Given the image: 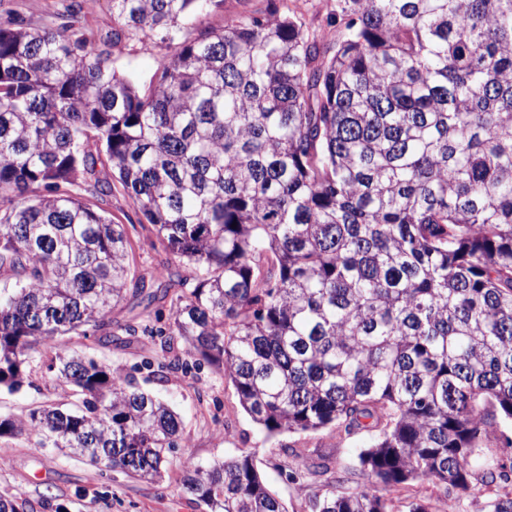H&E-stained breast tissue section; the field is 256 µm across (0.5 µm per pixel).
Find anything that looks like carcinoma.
<instances>
[{
  "label": "carcinoma",
  "instance_id": "cac0c4a2",
  "mask_svg": "<svg viewBox=\"0 0 512 512\" xmlns=\"http://www.w3.org/2000/svg\"><path fill=\"white\" fill-rule=\"evenodd\" d=\"M266 2L181 42L222 0H109L99 35L88 0L0 23V388L38 369L77 396L0 439L162 478L178 414L72 346L148 336L153 379L213 366L269 435L373 433L351 489L281 445L307 512H393L381 491L414 481L512 512V455L478 457L512 425V0H337L311 34ZM124 37L173 44L145 89L114 67ZM115 183L159 243L144 272L90 203ZM128 296L143 315L113 321ZM182 485L286 512L248 452L189 458Z\"/></svg>",
  "mask_w": 512,
  "mask_h": 512
}]
</instances>
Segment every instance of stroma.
Listing matches in <instances>:
<instances>
[{
  "label": "stroma",
  "mask_w": 512,
  "mask_h": 512,
  "mask_svg": "<svg viewBox=\"0 0 512 512\" xmlns=\"http://www.w3.org/2000/svg\"><path fill=\"white\" fill-rule=\"evenodd\" d=\"M170 53V48L160 42L125 39L113 47L112 58L118 70L146 84L159 62ZM107 209L116 223L125 226L136 266L151 267L156 257L154 232L144 227L142 217L134 213L120 193L109 197ZM74 346L87 357L134 373L146 390L167 400L181 417L185 445L170 454L164 478L154 482L132 480L119 473L107 479L95 466L64 457L57 449L35 447L33 440L24 437L2 439L0 495L28 500L29 512H45L41 500L46 496L56 497L67 505L69 512H201L182 487L185 460L208 464L234 458L244 451L251 453L255 467L264 475L271 491L286 504L288 512H305L309 489L305 481L288 480L282 473L281 444L318 448L331 466L353 470L360 450L371 440L365 433L341 441L328 429L313 434L267 436L241 407L232 383L211 366L170 374L168 382L161 385L148 380L142 364L155 360L157 352L146 339L108 348H88L78 339ZM32 379L33 387L25 386L14 393L0 391L1 415H25L48 399L71 401L67 388L41 372H34Z\"/></svg>",
  "instance_id": "1"
}]
</instances>
